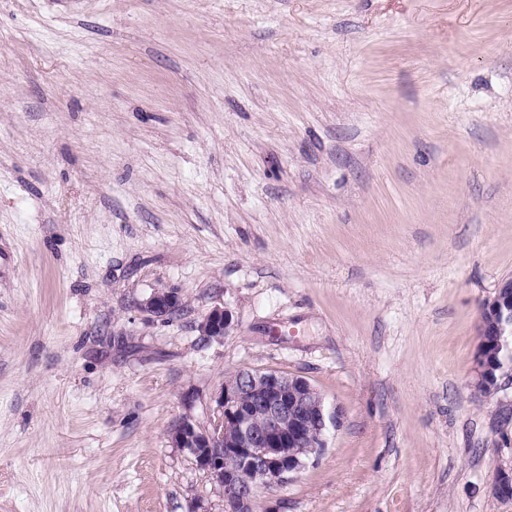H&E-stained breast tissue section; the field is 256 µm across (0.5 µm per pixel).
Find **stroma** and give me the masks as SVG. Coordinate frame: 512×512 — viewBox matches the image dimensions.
<instances>
[{
	"label": "stroma",
	"instance_id": "obj_1",
	"mask_svg": "<svg viewBox=\"0 0 512 512\" xmlns=\"http://www.w3.org/2000/svg\"><path fill=\"white\" fill-rule=\"evenodd\" d=\"M508 275L512 0H0V512H224L169 431L242 367L340 413L257 512H512ZM478 343L471 387L484 396L495 376L498 392L512 383V276L501 279L493 296L480 307ZM181 292L174 288L155 289L149 297L138 304V308L161 320L171 319L183 306ZM233 327L232 314L229 310L215 307L202 318L198 330L200 335L208 340H219L229 335Z\"/></svg>",
	"mask_w": 512,
	"mask_h": 512
}]
</instances>
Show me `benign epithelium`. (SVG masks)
<instances>
[{
    "label": "benign epithelium",
    "instance_id": "7a95c632",
    "mask_svg": "<svg viewBox=\"0 0 512 512\" xmlns=\"http://www.w3.org/2000/svg\"><path fill=\"white\" fill-rule=\"evenodd\" d=\"M183 306L174 288L154 290L138 308L168 320ZM232 314L223 307L200 321V335H229ZM478 343L471 387L482 396L491 378L498 388L512 383V276L501 279L480 307ZM339 411L301 376L277 370L241 368L224 385L207 425L183 417L170 431L172 447L188 455L221 488L224 512H255L260 488L292 480L326 447ZM499 499L512 498V470L499 469L491 485Z\"/></svg>",
    "mask_w": 512,
    "mask_h": 512
}]
</instances>
